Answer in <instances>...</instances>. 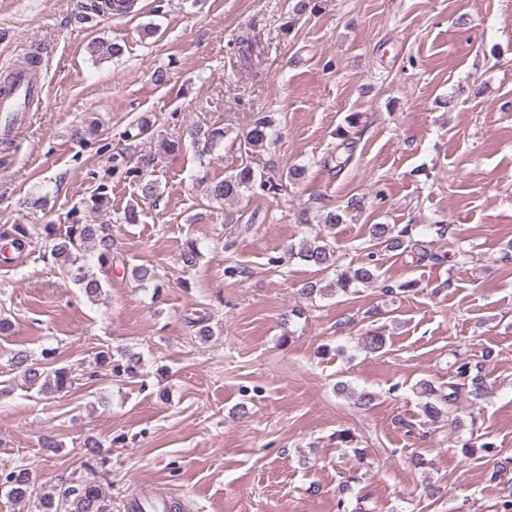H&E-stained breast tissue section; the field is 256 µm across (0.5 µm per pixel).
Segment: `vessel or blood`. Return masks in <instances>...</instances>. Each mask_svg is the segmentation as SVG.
Returning <instances> with one entry per match:
<instances>
[{
    "label": "vessel or blood",
    "instance_id": "obj_1",
    "mask_svg": "<svg viewBox=\"0 0 512 512\" xmlns=\"http://www.w3.org/2000/svg\"><path fill=\"white\" fill-rule=\"evenodd\" d=\"M10 85L0 86V139L11 138L25 119L27 103L43 96L45 82L41 73L33 72L28 62L15 65Z\"/></svg>",
    "mask_w": 512,
    "mask_h": 512
}]
</instances>
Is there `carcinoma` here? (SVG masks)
Listing matches in <instances>:
<instances>
[{
	"label": "carcinoma",
	"mask_w": 512,
	"mask_h": 512,
	"mask_svg": "<svg viewBox=\"0 0 512 512\" xmlns=\"http://www.w3.org/2000/svg\"><path fill=\"white\" fill-rule=\"evenodd\" d=\"M269 121L261 118L245 136L244 145L251 152H260L267 147V128ZM191 142L201 146V152L213 151L224 141L226 131L222 127L203 128L195 125L187 129ZM267 180L262 174L245 167L239 172L228 175L212 184L208 190L209 198L215 202L238 201L255 188L265 189ZM51 256L63 260L68 265V274L78 285L87 299L96 301L102 295L100 280L91 272L85 262L87 254L96 256L102 266L112 264V225L110 224H69L60 230L52 224L42 226ZM412 225L407 224L397 230L389 224H374L370 227V242L373 251L368 253L369 262L355 269H338L334 247L328 243V235L317 236L304 241L290 250V257L297 258L317 271L330 277L329 283L319 287L309 282L301 288V293L309 299L324 296L330 292L348 295L357 288L368 287L374 283L375 275L372 260L378 251H396L407 249L412 243ZM200 252L196 244H187L180 253L182 267L189 270L197 265ZM386 338L379 332L369 330L355 338L356 347L368 353H376L385 346ZM11 363L20 369L29 385L39 386L45 394L61 392L75 382L71 372L65 367L47 369L42 363L34 361L25 351H18L11 357ZM454 370L448 373L446 386L436 389L426 383L422 393L427 401L423 404V414L430 422H437L443 416V407H452L460 398H470L477 402L489 393L487 381L478 367L463 359H456ZM122 382H134L140 377L142 359L140 354L124 350L116 354L101 351L95 365L88 371L89 377L100 376V371ZM102 444L93 437L84 441L86 461L84 465L98 474V478L80 481H63L54 491L36 496V477L32 470L17 465L0 467V491L14 501L30 500L38 497V512H112V499L104 490L103 482L108 480L106 464L108 459L102 456Z\"/></svg>",
	"instance_id": "carcinoma-1"
}]
</instances>
